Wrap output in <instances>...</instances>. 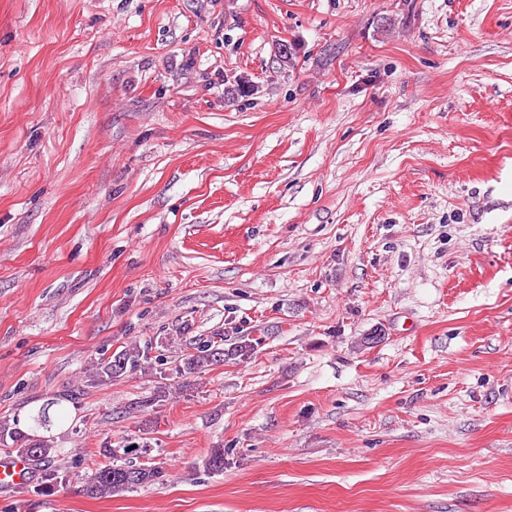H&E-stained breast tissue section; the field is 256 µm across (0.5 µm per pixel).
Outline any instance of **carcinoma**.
<instances>
[{
  "label": "carcinoma",
  "mask_w": 512,
  "mask_h": 512,
  "mask_svg": "<svg viewBox=\"0 0 512 512\" xmlns=\"http://www.w3.org/2000/svg\"><path fill=\"white\" fill-rule=\"evenodd\" d=\"M152 345L137 343L124 347L109 357L99 358L84 369L81 381L92 385H106L113 380L138 371L148 372L159 364L151 356ZM224 361V345L209 341L200 345L197 351L177 361L171 371L187 381L204 372L215 363ZM61 403L59 398H51L43 404L37 413L31 416V423L22 427L20 420L0 421V446L10 453L26 459L40 472L35 493L47 495L66 482L61 469L52 467V462L61 454L55 441L40 433L50 426V409ZM132 453L130 448H114L106 445L99 454L108 459V463L96 468L82 478V492L90 498H107L124 492L133 491L145 485L153 484L164 477L157 467L137 464L126 456ZM203 468L212 474L224 473V449L213 448L206 456Z\"/></svg>",
  "instance_id": "carcinoma-1"
}]
</instances>
